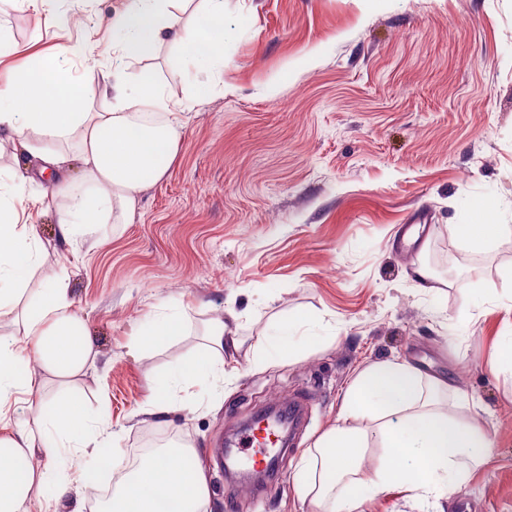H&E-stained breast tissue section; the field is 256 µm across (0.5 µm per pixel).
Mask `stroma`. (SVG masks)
I'll list each match as a JSON object with an SVG mask.
<instances>
[{"label": "stroma", "mask_w": 512, "mask_h": 512, "mask_svg": "<svg viewBox=\"0 0 512 512\" xmlns=\"http://www.w3.org/2000/svg\"><path fill=\"white\" fill-rule=\"evenodd\" d=\"M124 0H63L67 27L46 24L21 0H0L12 51L80 44L72 74L98 94L112 65L111 18ZM153 75L178 105L183 128L166 174L142 191L127 223L103 241L56 249L57 214L37 155L0 150V169L26 177L24 209L46 252L21 303L65 273L98 352L71 395L103 417L113 443L81 465L98 487L101 457L143 447L152 434L193 441L205 465L212 512H318L302 499L297 464L336 421L353 374L399 355L464 386L494 442L487 464L440 503L394 485L362 512H512V373L499 345L512 334V237L481 250L449 238L493 200L512 225V0H224V70L187 85L176 50L152 46L127 68ZM197 87V88H198ZM426 264L436 293L418 288ZM498 298L481 301L484 281ZM184 312L175 344L138 349L137 329L160 306ZM472 318L462 329V312ZM236 313L232 378L216 408L143 412L151 377L194 354L209 320ZM321 317L335 335L294 360L262 368L272 322ZM307 398L309 418L279 457L265 493L243 489L215 463L226 437L276 398Z\"/></svg>", "instance_id": "obj_1"}]
</instances>
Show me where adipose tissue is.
<instances>
[{
	"label": "adipose tissue",
	"mask_w": 512,
	"mask_h": 512,
	"mask_svg": "<svg viewBox=\"0 0 512 512\" xmlns=\"http://www.w3.org/2000/svg\"><path fill=\"white\" fill-rule=\"evenodd\" d=\"M203 2L201 20L183 28L174 18V0H129L112 20L113 56L131 59L149 43L165 41L175 47L185 71H221L224 0ZM83 54L82 46H61L0 84V146L21 153L29 150L34 135L78 142L76 153L49 150L41 155L53 170L74 156L82 165L85 192H74L63 178L52 186L58 201L56 239L70 248L100 233L106 215L132 211L137 194L166 173L180 137L164 85L148 74L131 83L123 72L102 71L101 91L112 92L120 105L92 110V91L63 64ZM25 196L24 178L0 172V322L21 324L19 332L0 334V512H30L55 468L60 474L53 498L92 497L95 485L80 468V456L110 435L108 423L92 419L81 403L66 397L44 400L48 382L77 380L94 366L97 353L65 278L50 279L36 303L25 312L17 310L44 249L37 225L21 220ZM497 209V203L483 202V223L449 225V236L474 246L497 241L508 230L496 223ZM315 325L308 317L279 322L259 365L292 357L300 329H308V341L325 342ZM237 328L221 318L212 321L196 360L158 378L160 396L148 402L146 414H166L176 405L193 403L199 388L219 401L226 378L224 347L235 344ZM23 394L30 402L19 413L15 407ZM475 411L466 389L448 386L405 359L369 365L345 388L335 425L303 455L298 472L303 495L321 512H357L395 483L417 498L442 496L466 484L494 446ZM374 444L379 452L373 456ZM176 455L190 457L191 466H171ZM111 464L121 479L101 512H210L205 466L189 441L176 440L130 473L119 457H112Z\"/></svg>",
	"instance_id": "adipose-tissue-1"
}]
</instances>
